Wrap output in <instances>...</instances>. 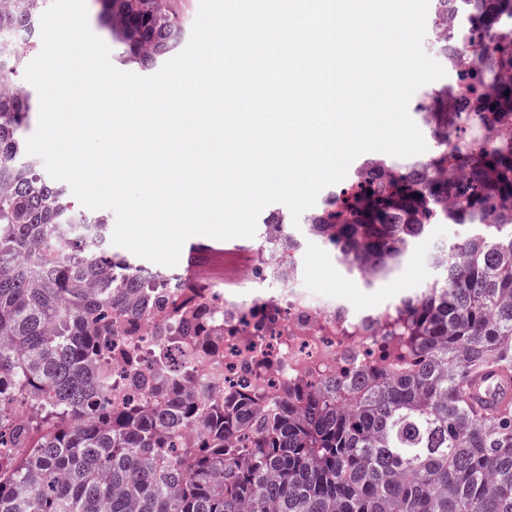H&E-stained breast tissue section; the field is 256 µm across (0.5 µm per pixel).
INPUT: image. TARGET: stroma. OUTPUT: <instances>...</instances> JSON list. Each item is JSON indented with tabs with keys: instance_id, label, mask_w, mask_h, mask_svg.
<instances>
[{
	"instance_id": "stroma-1",
	"label": "stroma",
	"mask_w": 512,
	"mask_h": 512,
	"mask_svg": "<svg viewBox=\"0 0 512 512\" xmlns=\"http://www.w3.org/2000/svg\"><path fill=\"white\" fill-rule=\"evenodd\" d=\"M271 216L282 221L285 233L302 245L305 253V288L325 290L359 306L388 303L398 300L402 295L423 290L436 274L431 260L434 251L464 233L463 227L455 224L433 225L407 255L395 275L368 288L359 277L346 273L327 244L309 232L307 224L293 225L285 205L270 204L261 211L259 218L264 221ZM206 243L207 251L196 256L181 251L177 265L172 268L173 273L192 284L214 285L223 282L231 287L251 277L258 261L261 237L224 241L210 237Z\"/></svg>"
}]
</instances>
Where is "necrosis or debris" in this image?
<instances>
[{
	"mask_svg": "<svg viewBox=\"0 0 512 512\" xmlns=\"http://www.w3.org/2000/svg\"><path fill=\"white\" fill-rule=\"evenodd\" d=\"M282 235V225H268L248 292L208 289L211 326L224 332V357L198 364V385L217 383L228 391L244 383L279 404L288 384L334 376L350 381L381 355L397 303L359 307L313 297L299 285L301 255L282 247Z\"/></svg>",
	"mask_w": 512,
	"mask_h": 512,
	"instance_id": "necrosis-or-debris-1",
	"label": "necrosis or debris"
}]
</instances>
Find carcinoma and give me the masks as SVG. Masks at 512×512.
Masks as SVG:
<instances>
[{
    "label": "carcinoma",
    "mask_w": 512,
    "mask_h": 512,
    "mask_svg": "<svg viewBox=\"0 0 512 512\" xmlns=\"http://www.w3.org/2000/svg\"><path fill=\"white\" fill-rule=\"evenodd\" d=\"M47 0H0V512H512V408L483 418L465 380L512 370V0H431L466 24L457 112H423L427 162L369 159L306 219L366 285L431 225L470 233L404 298L385 365L350 386L302 382L270 408L241 388L184 394L218 353L206 317L161 329L151 370L131 344L153 310L181 317L174 276L112 259L107 220L82 213L24 154L17 84ZM120 58L155 65L181 42L179 0H96ZM453 167L454 177L442 171ZM124 387L112 392V362Z\"/></svg>",
    "instance_id": "obj_1"
}]
</instances>
